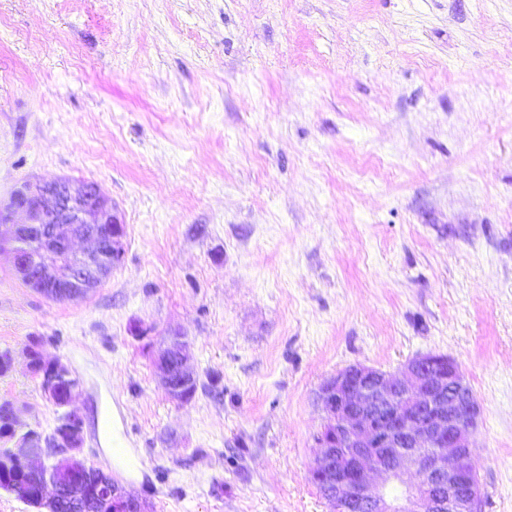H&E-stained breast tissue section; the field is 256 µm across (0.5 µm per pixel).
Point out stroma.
I'll return each mask as SVG.
<instances>
[{
    "mask_svg": "<svg viewBox=\"0 0 512 512\" xmlns=\"http://www.w3.org/2000/svg\"><path fill=\"white\" fill-rule=\"evenodd\" d=\"M61 178L125 254L72 303L0 253V452L56 424L36 344L152 512H333L320 384L435 353L480 405L482 512H512V0H0V204ZM190 350L185 336L173 333L159 351L156 362L165 392L176 399L184 398L186 389L195 381L189 365Z\"/></svg>",
    "mask_w": 512,
    "mask_h": 512,
    "instance_id": "stroma-1",
    "label": "stroma"
}]
</instances>
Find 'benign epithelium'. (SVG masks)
Instances as JSON below:
<instances>
[{"label":"benign epithelium","instance_id":"obj_1","mask_svg":"<svg viewBox=\"0 0 512 512\" xmlns=\"http://www.w3.org/2000/svg\"><path fill=\"white\" fill-rule=\"evenodd\" d=\"M13 206L28 217L13 225L14 267L32 268L45 297L83 299L121 264L125 225L96 184H30ZM103 224L112 226L108 238ZM30 237L45 252L66 256L70 267L34 262L22 247ZM189 358L180 333L158 353L162 387L177 399L195 381ZM76 385L67 366L51 362L43 390L63 413L59 427L38 443L24 440L27 457L42 471L41 490L29 505L45 512H149L109 472L77 458L84 420L70 408ZM316 399L324 423L314 437L318 454L310 477L340 512H481L471 446L480 406L456 361L426 354L395 372L351 365L324 380ZM410 468L416 481L406 485L402 476Z\"/></svg>","mask_w":512,"mask_h":512}]
</instances>
